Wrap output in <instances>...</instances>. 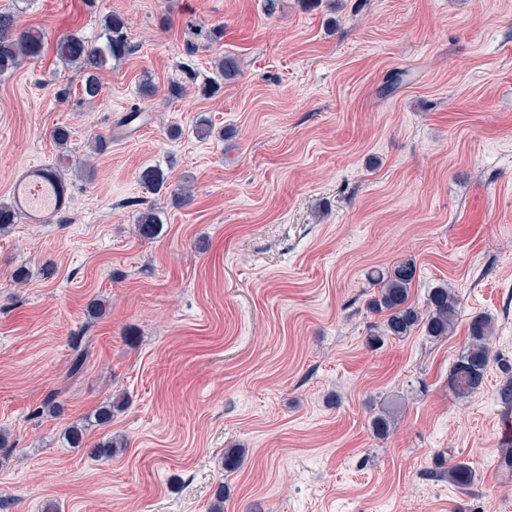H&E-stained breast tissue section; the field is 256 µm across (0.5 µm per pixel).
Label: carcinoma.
<instances>
[{
    "mask_svg": "<svg viewBox=\"0 0 512 512\" xmlns=\"http://www.w3.org/2000/svg\"><path fill=\"white\" fill-rule=\"evenodd\" d=\"M133 46L128 41L125 18L119 14H107L102 19V31L97 38L90 40L77 33L60 36L56 40L57 59L67 67L76 68L82 74V96L87 100L100 97L102 86L99 72L112 63L131 54ZM45 54V37L36 30H20L14 12L0 8V75L16 68L20 59L40 60ZM215 70L224 79L232 80L238 68L234 58L224 56L215 64ZM140 184L151 192L162 190L166 179L163 171L147 166L139 172ZM19 214L15 208L0 202V232H6L17 223ZM161 220L152 208L139 212L136 230L139 237L154 239L160 233ZM417 274L416 261L405 258L392 266L375 269L370 278L379 289L374 298L368 301L373 313L383 315L381 330L366 338L370 347L386 336L404 338L419 330L431 341H440L451 335L459 319L460 302L455 290L439 285L429 293L426 307L420 308L411 300V289ZM494 318L489 314L472 317L468 324V341L454 361L448 386L459 398H467L476 393L484 384L491 362V340ZM125 400L115 396L97 410L98 421L107 424L112 412L119 411ZM395 423L394 411L382 408L371 418V430L375 437L386 438ZM435 475L448 480L458 487H467L475 479L473 469L464 461L457 462Z\"/></svg>",
    "mask_w": 512,
    "mask_h": 512,
    "instance_id": "cac0c4a2",
    "label": "carcinoma"
}]
</instances>
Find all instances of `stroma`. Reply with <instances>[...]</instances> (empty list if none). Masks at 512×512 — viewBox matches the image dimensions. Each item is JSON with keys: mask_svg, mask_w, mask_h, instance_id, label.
Instances as JSON below:
<instances>
[{"mask_svg": "<svg viewBox=\"0 0 512 512\" xmlns=\"http://www.w3.org/2000/svg\"><path fill=\"white\" fill-rule=\"evenodd\" d=\"M267 2L0 0L48 45L0 76V201L34 163L68 194L50 221L0 235V512H208L222 482L224 512H512L497 398L512 367V0ZM111 12L134 50L90 102L52 47L95 38ZM225 55L231 81L214 70ZM134 108L143 124L120 134ZM145 166L167 189L141 187ZM151 206L163 230L146 240ZM406 257L417 306L456 291L457 328L368 347V274ZM484 313L494 358L460 399L448 374ZM77 342L89 356L72 379ZM117 392L126 406L96 426ZM51 394L60 415L42 409ZM387 404L399 422L381 440L370 420ZM73 423L85 447L67 444ZM111 437L124 448L89 457ZM228 448L246 451L232 473ZM441 461L474 482L434 477ZM162 225L159 214L152 208L140 211L137 219L136 230L139 237L144 239L156 238ZM436 477L448 479V481L458 487H467L475 479L473 469L464 461L456 462L446 470L435 472Z\"/></svg>", "mask_w": 512, "mask_h": 512, "instance_id": "obj_1", "label": "stroma"}]
</instances>
